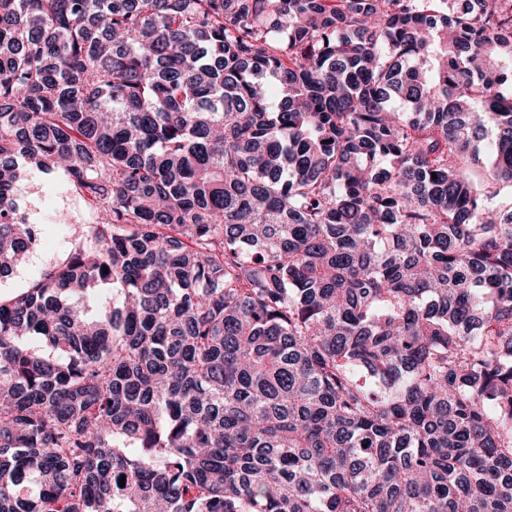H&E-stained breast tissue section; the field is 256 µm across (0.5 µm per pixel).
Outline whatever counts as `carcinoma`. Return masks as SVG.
Wrapping results in <instances>:
<instances>
[{
	"mask_svg": "<svg viewBox=\"0 0 512 512\" xmlns=\"http://www.w3.org/2000/svg\"><path fill=\"white\" fill-rule=\"evenodd\" d=\"M57 166L0 512H512V0H0V277ZM26 214L36 224H42L43 235L31 250L26 264L18 267L9 277L0 279V292L13 294L28 288L36 273L51 263L61 260L84 237L90 224H94L95 208L89 205L67 181L60 168L49 172L25 171L22 180ZM79 215L81 222L59 224L61 211Z\"/></svg>",
	"mask_w": 512,
	"mask_h": 512,
	"instance_id": "carcinoma-1",
	"label": "carcinoma"
}]
</instances>
